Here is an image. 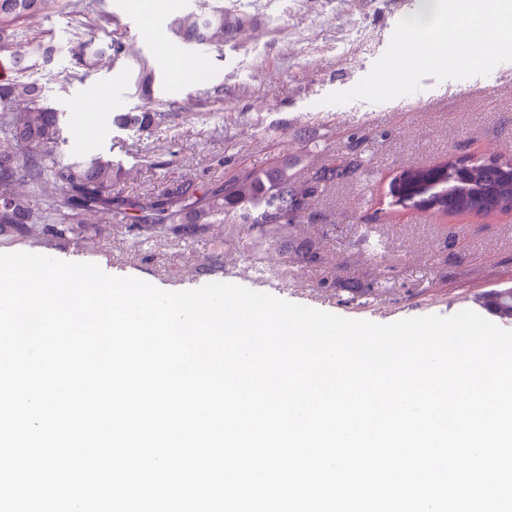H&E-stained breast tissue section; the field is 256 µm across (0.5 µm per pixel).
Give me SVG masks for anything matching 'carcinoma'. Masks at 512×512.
Here are the masks:
<instances>
[{
	"label": "carcinoma",
	"instance_id": "cac0c4a2",
	"mask_svg": "<svg viewBox=\"0 0 512 512\" xmlns=\"http://www.w3.org/2000/svg\"><path fill=\"white\" fill-rule=\"evenodd\" d=\"M71 7V0H0V46L11 45L12 76L0 82V230L22 235L29 225L41 224L57 237L74 233L75 225L93 216L99 224H110L122 216L144 228L166 226L179 237L189 238L205 224H222L232 216L247 224L255 242L288 253V231L323 192L348 168L328 164L299 188L288 177L287 166L249 175L229 186L215 184L199 191L187 183L173 192L138 200H115L113 164L102 156L81 161L64 158L66 143L59 112L49 106L37 71L51 63L64 49L39 37L22 42L16 27L39 15ZM74 26L66 51L75 70L88 71L110 52L113 44L94 43L87 38L91 22L88 5L74 11ZM247 19L228 13L218 4L190 12L174 22L181 42L204 44L216 49L237 37ZM168 117L166 112L144 110L114 117L122 127L149 130ZM27 149L19 157L17 146ZM399 198L418 199L426 209L443 214L469 213L487 217L512 208V178L484 161L450 162L441 170L409 169L394 184ZM491 311L509 319L512 288H503Z\"/></svg>",
	"mask_w": 512,
	"mask_h": 512
}]
</instances>
